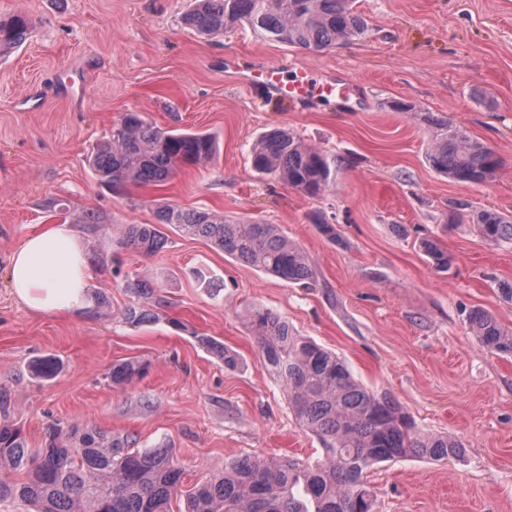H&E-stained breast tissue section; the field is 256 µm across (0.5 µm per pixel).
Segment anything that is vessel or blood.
I'll return each instance as SVG.
<instances>
[{
	"mask_svg": "<svg viewBox=\"0 0 512 512\" xmlns=\"http://www.w3.org/2000/svg\"><path fill=\"white\" fill-rule=\"evenodd\" d=\"M263 75L264 86L275 98L286 104L304 101L317 89L347 107L350 106L354 94V83L347 77L324 74L316 78L303 70L290 74L279 65L265 68Z\"/></svg>",
	"mask_w": 512,
	"mask_h": 512,
	"instance_id": "1",
	"label": "vessel or blood"
}]
</instances>
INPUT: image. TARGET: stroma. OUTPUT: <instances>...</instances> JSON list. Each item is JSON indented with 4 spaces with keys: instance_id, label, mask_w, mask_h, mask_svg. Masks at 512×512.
Here are the masks:
<instances>
[{
    "instance_id": "obj_1",
    "label": "stroma",
    "mask_w": 512,
    "mask_h": 512,
    "mask_svg": "<svg viewBox=\"0 0 512 512\" xmlns=\"http://www.w3.org/2000/svg\"><path fill=\"white\" fill-rule=\"evenodd\" d=\"M187 7L0 0V17L32 23L23 45L0 54V395L11 420L34 449L56 423L132 434L144 450L170 446L187 488L237 457L321 459L320 441L298 427L246 323L247 309L260 305L342 357L419 429L463 444L460 460L407 457L371 469L375 512H512V358L482 347L467 324L480 307L512 328V301L493 284L512 280V245L448 221L456 199L512 213V0H356L366 34L326 50L239 26L208 40L183 25ZM279 63L347 74L354 111L320 98L287 106L251 82ZM72 68L82 79L74 98L63 91ZM398 102L408 111L395 110ZM130 111L164 129L211 134L219 153L161 186L109 189L87 154ZM430 116L491 146L494 177L463 184L434 172ZM274 127L334 155L335 187L310 197L258 174L252 147ZM50 198L107 214L116 228L153 223L160 203L274 224L303 248L316 278L290 284L176 234L157 254L111 257L78 224L90 301L70 313L36 312L12 295L9 259L27 236L58 223L44 208ZM316 212L338 241L312 223ZM424 238L453 256L448 271L424 257ZM129 274L157 279L169 299L154 322H126L138 302L123 287ZM203 336L235 351L237 367L203 348ZM43 355L62 363L54 379L31 372ZM132 359L149 361L148 373L113 386L112 364Z\"/></svg>"
}]
</instances>
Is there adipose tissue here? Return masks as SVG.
Here are the masks:
<instances>
[{
	"label": "adipose tissue",
	"instance_id": "1",
	"mask_svg": "<svg viewBox=\"0 0 512 512\" xmlns=\"http://www.w3.org/2000/svg\"><path fill=\"white\" fill-rule=\"evenodd\" d=\"M87 278L83 246L67 224L28 236L10 257L12 293L35 311L68 313L85 306Z\"/></svg>",
	"mask_w": 512,
	"mask_h": 512
}]
</instances>
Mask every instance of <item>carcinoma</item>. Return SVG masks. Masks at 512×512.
Instances as JSON below:
<instances>
[{"mask_svg":"<svg viewBox=\"0 0 512 512\" xmlns=\"http://www.w3.org/2000/svg\"><path fill=\"white\" fill-rule=\"evenodd\" d=\"M182 22L209 39L246 24L265 38L315 50L359 39L368 30L355 0H192ZM30 27L23 16L0 18V51L23 43ZM424 120L438 126L426 153L435 172L464 184L493 178L499 159L492 147L449 122L429 116ZM216 152L211 135L173 133L139 112H128L107 139L92 146L88 163L99 179L114 186H160L180 164L208 163ZM252 165L257 173L272 175L310 197L336 184V158L284 128L260 136ZM50 208L71 224L87 225L109 251L115 246L158 253L169 242L161 231L164 225L179 235L202 237L230 258L285 282L307 287L315 278L309 257L273 224L164 204L155 223L125 224L114 232L104 216L73 210L68 200H53ZM449 219L477 225L488 240L512 244V215L472 210L457 201ZM419 248L436 269L450 268L452 257L435 240L423 239ZM124 288L143 299V305L124 313L132 323L154 321V309L167 304L159 285L144 276L126 278ZM248 319L299 427L319 439L324 459H232L184 491V469L173 450H140L131 434L114 436L94 425L79 429L56 423L46 430L43 447H27L23 431L8 419L7 401L0 397V469L24 474L20 482L0 479V502L21 499L33 506L32 512H172L171 501L179 495L184 512H374L368 472L376 464L408 456L436 463L464 457L461 442L420 432L397 401L367 389L336 353L296 335L287 320L262 307L252 308ZM467 322L483 347L512 356V329L502 327L490 312L473 309ZM199 342L224 365L235 366L236 355L223 344L207 337ZM149 367L143 360L116 363L109 376L112 384L127 386ZM60 368L53 356L32 364L34 374L46 379Z\"/></svg>","mask_w":512,"mask_h":512,"instance_id":"obj_1","label":"carcinoma"}]
</instances>
